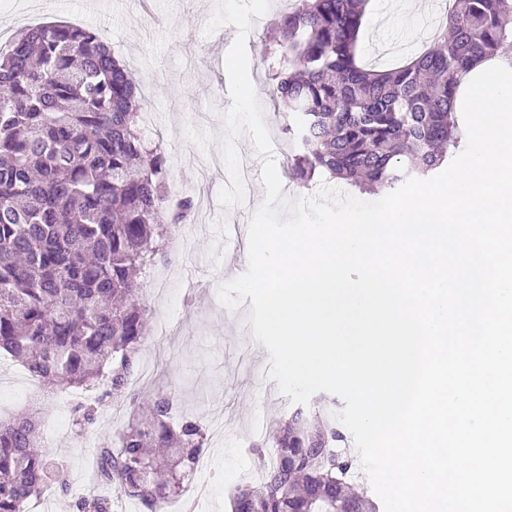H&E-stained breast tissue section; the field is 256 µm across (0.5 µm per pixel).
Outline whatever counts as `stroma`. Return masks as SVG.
<instances>
[{
	"label": "stroma",
	"mask_w": 512,
	"mask_h": 512,
	"mask_svg": "<svg viewBox=\"0 0 512 512\" xmlns=\"http://www.w3.org/2000/svg\"><path fill=\"white\" fill-rule=\"evenodd\" d=\"M153 13L138 0H46L39 22H69L98 29L114 55L135 74L144 112L152 117V134L162 141L171 192H190L201 200L196 232L182 252H169L158 267L170 273L163 295L153 294L149 275L138 280V298L149 320L167 316L170 336L149 334L139 358L149 367L148 386L140 400L158 393L180 396L182 414L209 425L210 448L218 449L216 469L222 478H208L209 493L200 512H231L230 494L252 477L249 454L254 437L251 422L262 426L287 418L294 405L267 376L269 353L248 323L249 303L230 308L218 296L221 284L243 274L249 264L248 241L240 239L232 255L224 253V227L248 228L252 207H221L217 195L228 178L221 162L225 135L222 114L231 104L224 58L232 45V25L212 34L204 29L217 0H153ZM409 21L393 19L375 25L388 13L390 0H370L360 28L357 51L364 65L386 69L430 44L428 21L439 0ZM289 0H271L269 10L254 18L247 41L250 79L272 141L273 156L288 199L315 195L323 181L293 178L292 142L284 132L288 116L274 99L263 68L271 28L288 11ZM95 421L88 434L69 425L46 439L45 451L63 465L69 485L53 487L46 512H77L80 497L71 490L80 480H93L99 449L115 443L112 399L98 395Z\"/></svg>",
	"instance_id": "35a3bbf8"
}]
</instances>
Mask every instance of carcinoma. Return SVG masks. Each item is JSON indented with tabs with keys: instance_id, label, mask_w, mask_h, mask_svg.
<instances>
[{
	"instance_id": "1",
	"label": "carcinoma",
	"mask_w": 512,
	"mask_h": 512,
	"mask_svg": "<svg viewBox=\"0 0 512 512\" xmlns=\"http://www.w3.org/2000/svg\"><path fill=\"white\" fill-rule=\"evenodd\" d=\"M369 0H296L275 24L268 65L273 96L291 114L294 174L393 188L444 165L457 147L460 87L474 64L512 68V0H453L438 44L376 71L357 62ZM138 83L99 34L70 24L20 30L0 51V353L57 394L106 386L123 397L148 335L135 278L155 265L171 229L197 209L166 191L161 144L141 126ZM157 394L100 453L103 482L158 512L184 492L206 445L201 423L172 417ZM320 401L279 422L272 467L250 451L263 481L237 487L232 512H376L349 490L353 457ZM39 412L0 419V512H23L43 487L66 485L45 454ZM78 512H110L80 500Z\"/></svg>"
}]
</instances>
